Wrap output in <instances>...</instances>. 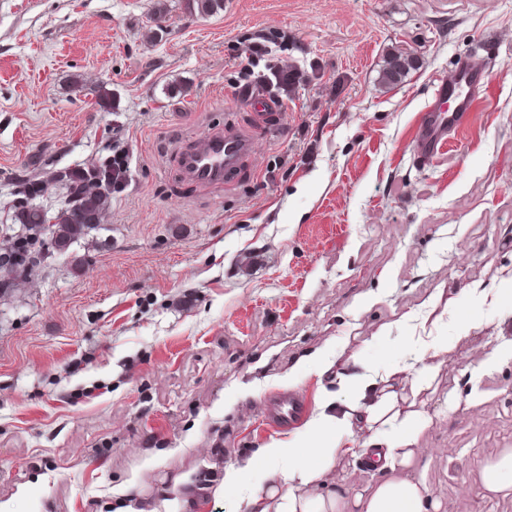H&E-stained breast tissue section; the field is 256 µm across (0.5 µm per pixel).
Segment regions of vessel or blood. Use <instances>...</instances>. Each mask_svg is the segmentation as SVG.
<instances>
[{
	"label": "vessel or blood",
	"mask_w": 512,
	"mask_h": 512,
	"mask_svg": "<svg viewBox=\"0 0 512 512\" xmlns=\"http://www.w3.org/2000/svg\"><path fill=\"white\" fill-rule=\"evenodd\" d=\"M487 87L483 69L457 62L449 78L437 85L431 104L419 114L412 128L413 155L426 163L445 152L452 137L471 121L479 95ZM244 97L254 107L260 126L276 121L272 101L263 90H247ZM256 144V138L225 129L194 136L180 149L184 175L199 185L222 183L237 172L241 160L254 152ZM307 411L308 401L302 392H279L271 397L265 419L272 426L285 428L296 424Z\"/></svg>",
	"instance_id": "obj_1"
}]
</instances>
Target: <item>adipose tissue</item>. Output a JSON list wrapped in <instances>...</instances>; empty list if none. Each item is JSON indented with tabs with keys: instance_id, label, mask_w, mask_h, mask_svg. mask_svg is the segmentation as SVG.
Returning <instances> with one entry per match:
<instances>
[{
	"instance_id": "adipose-tissue-1",
	"label": "adipose tissue",
	"mask_w": 512,
	"mask_h": 512,
	"mask_svg": "<svg viewBox=\"0 0 512 512\" xmlns=\"http://www.w3.org/2000/svg\"><path fill=\"white\" fill-rule=\"evenodd\" d=\"M377 383V371L368 366L340 373L337 390L324 393L302 431L261 449L265 484L241 492L240 469L230 464L223 493H241L246 512H438L426 479L406 476L422 453L424 424L413 413L399 416L393 398L373 396ZM360 419L378 428L364 448L376 455L373 467L381 477L365 493L352 495L342 485L326 484L325 477Z\"/></svg>"
}]
</instances>
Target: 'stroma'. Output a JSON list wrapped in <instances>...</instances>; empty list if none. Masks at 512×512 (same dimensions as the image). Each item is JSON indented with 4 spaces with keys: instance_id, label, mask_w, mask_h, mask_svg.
Returning a JSON list of instances; mask_svg holds the SVG:
<instances>
[{
    "instance_id": "35a3bbf8",
    "label": "stroma",
    "mask_w": 512,
    "mask_h": 512,
    "mask_svg": "<svg viewBox=\"0 0 512 512\" xmlns=\"http://www.w3.org/2000/svg\"><path fill=\"white\" fill-rule=\"evenodd\" d=\"M263 35L277 43L255 73L300 72L293 92L265 85L284 109L264 132L239 96ZM395 48L421 64L387 88ZM462 58L488 91L421 163L413 125ZM226 127L256 135L254 154L223 183L187 181L181 144ZM118 153L128 178L98 228L63 252L38 242L0 288V502L113 512L129 485L143 512L166 498L238 512L199 491L204 476L235 464L255 487L256 453L291 435L264 421L279 378L298 370L314 406L357 356L385 373L378 394L424 418L428 469L409 475L426 473L439 512H512L478 481L512 448V357L483 368L512 347V301L472 294L512 279V0H224L210 15L184 0H0V245L22 232L6 204L24 165ZM414 334L448 348L430 356ZM319 349L335 356L325 373L308 361ZM425 366L436 379L418 392ZM368 435L355 428L333 470L353 494L378 477Z\"/></svg>"
}]
</instances>
